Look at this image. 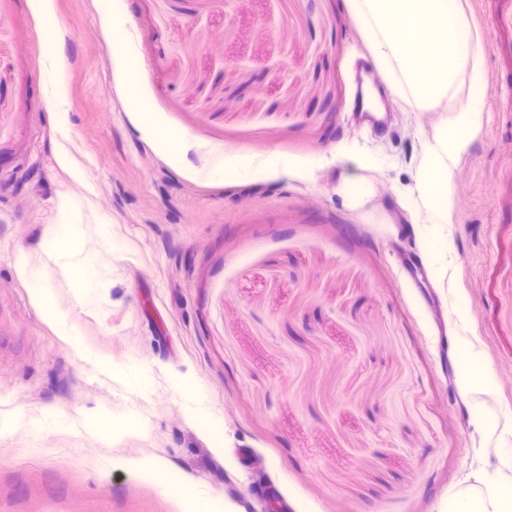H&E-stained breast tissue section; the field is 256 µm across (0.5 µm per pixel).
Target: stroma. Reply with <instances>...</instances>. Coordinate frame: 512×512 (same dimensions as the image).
Segmentation results:
<instances>
[{
  "mask_svg": "<svg viewBox=\"0 0 512 512\" xmlns=\"http://www.w3.org/2000/svg\"><path fill=\"white\" fill-rule=\"evenodd\" d=\"M477 27L487 110L454 166L448 268L422 266L410 211L423 144L446 115L388 99L359 123L356 60L370 58L345 0H54L65 64L41 63L30 0H0V413L136 412L109 446L79 426L0 441V512H178L106 457L152 455L216 492L246 488L254 462L276 512H437L495 476L512 448V0H462ZM128 38L143 94L191 145L170 161L141 131L113 72ZM66 93L68 126L46 104ZM66 143L108 217L93 258L111 286L81 313L83 339L147 364L142 393L112 387L37 316L13 263L40 253ZM275 150L307 176L210 181L225 152ZM375 157L356 169L360 156ZM357 174V208L336 182ZM492 378L465 390L458 350ZM198 379L222 417L215 447L171 382Z\"/></svg>",
  "mask_w": 512,
  "mask_h": 512,
  "instance_id": "1",
  "label": "stroma"
}]
</instances>
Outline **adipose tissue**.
I'll return each instance as SVG.
<instances>
[{
	"instance_id": "1",
	"label": "adipose tissue",
	"mask_w": 512,
	"mask_h": 512,
	"mask_svg": "<svg viewBox=\"0 0 512 512\" xmlns=\"http://www.w3.org/2000/svg\"><path fill=\"white\" fill-rule=\"evenodd\" d=\"M113 62L121 84L127 90L137 112L140 128L149 135L173 162H181L188 147L182 136L168 129L144 99L141 89L143 72L133 61L126 44H116ZM175 386L182 404L197 424L214 440L224 437V424L203 406L199 384L179 378ZM81 429L90 437L116 443L142 429L140 417L130 411H107L79 418ZM106 465L113 470L133 472L141 482L176 501L179 512H237L234 504L207 486L191 481L153 457L115 456ZM498 474L481 489H466L448 501L447 512H512V455L498 458Z\"/></svg>"
}]
</instances>
